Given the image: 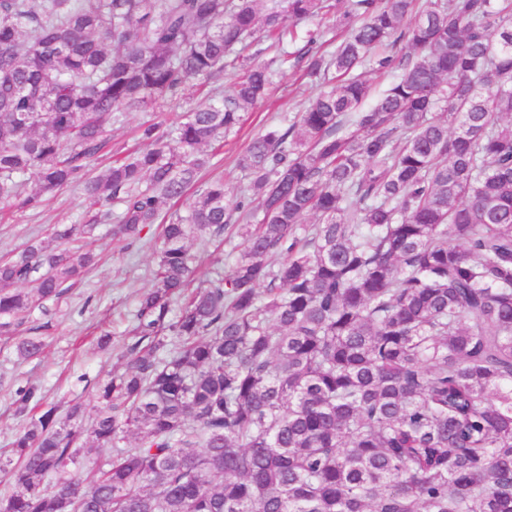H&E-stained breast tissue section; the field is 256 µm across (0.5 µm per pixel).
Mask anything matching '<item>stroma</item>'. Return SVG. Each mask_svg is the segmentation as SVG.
<instances>
[{
    "mask_svg": "<svg viewBox=\"0 0 512 512\" xmlns=\"http://www.w3.org/2000/svg\"><path fill=\"white\" fill-rule=\"evenodd\" d=\"M309 93L302 70L285 68L283 75L276 78L268 100L247 112L240 127L228 134L223 148L213 152L209 167L191 186L186 198L174 204V211L186 212L190 202L205 191L211 177L223 176L226 189L232 194L249 185V175L237 165L240 154L268 126L299 112ZM199 101L195 89L188 87L159 111L119 113L108 133L107 148L91 165L92 174H100L113 160L137 150L143 125L157 121L174 124ZM84 212L85 196L78 184L63 188L34 212L0 210V261L22 251L33 239L48 248H57L52 235L54 225L82 223ZM159 233V225L146 227L141 240L127 246L113 241L111 225H99L95 243L98 258L85 277L60 298L48 300L43 309L32 312L16 335H0V452L10 450L29 422L28 416L17 411L18 387L38 385L47 401L63 412L77 401L92 404L97 382L109 371L122 369L133 314L140 296L151 287L149 271L161 246ZM241 248L237 238L223 244L191 241L190 250L199 261L198 277L227 273ZM106 332L112 341L103 348L97 339ZM31 334L42 338L44 352L40 357L24 360L19 358L16 346L20 338Z\"/></svg>",
    "mask_w": 512,
    "mask_h": 512,
    "instance_id": "1",
    "label": "stroma"
}]
</instances>
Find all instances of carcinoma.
I'll use <instances>...</instances> for the list:
<instances>
[{
	"mask_svg": "<svg viewBox=\"0 0 512 512\" xmlns=\"http://www.w3.org/2000/svg\"><path fill=\"white\" fill-rule=\"evenodd\" d=\"M258 31L316 83L238 160L259 209L218 179L162 225L124 368L91 409L30 421L0 512H512V0H0V206L81 183L88 219L57 238L116 202L113 237L139 240L276 71L246 63L221 102L144 126L102 175L88 161L116 113L203 85ZM364 68L395 74L367 110ZM233 228L231 269L191 287L188 241ZM93 260L33 242L1 262L0 331ZM84 437L112 449L86 478Z\"/></svg>",
	"mask_w": 512,
	"mask_h": 512,
	"instance_id": "obj_1",
	"label": "carcinoma"
}]
</instances>
